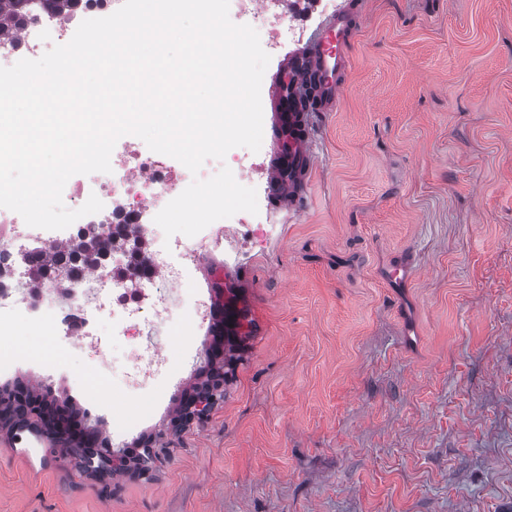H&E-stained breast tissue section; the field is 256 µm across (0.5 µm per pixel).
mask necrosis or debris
<instances>
[{"label":"necrosis or debris","instance_id":"1","mask_svg":"<svg viewBox=\"0 0 512 512\" xmlns=\"http://www.w3.org/2000/svg\"><path fill=\"white\" fill-rule=\"evenodd\" d=\"M123 0H81L63 18L41 14L37 22L0 34V66L41 57L52 46L67 43L78 25L115 12ZM334 0H230L234 23H248L259 34L271 60L301 36L306 16L331 9ZM111 172L68 180L63 202L80 208L97 196L104 204L63 230L32 228L22 217L0 207V336L11 335L17 322L35 323L53 336L80 344L95 368L105 364L99 345L104 321L115 335L127 337L122 358L127 365L125 387L142 388L154 373L167 369L163 350L148 342L156 327L190 321L197 328L209 319V305L188 278L196 258L188 238L165 237L156 214L192 181L187 168H176L169 156L151 151L127 135L111 154ZM99 244L88 254V241ZM64 245L63 282L43 275L31 283L29 262L34 243Z\"/></svg>","mask_w":512,"mask_h":512}]
</instances>
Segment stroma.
Instances as JSON below:
<instances>
[{
	"label": "stroma",
	"instance_id": "stroma-1",
	"mask_svg": "<svg viewBox=\"0 0 512 512\" xmlns=\"http://www.w3.org/2000/svg\"><path fill=\"white\" fill-rule=\"evenodd\" d=\"M336 3L351 66L310 115L303 210L268 201L266 241L197 250L233 340L159 330L171 370L127 396L108 373L81 383L56 337H0L55 352L0 371V400L35 379L66 410L98 392L103 448L114 410L134 420L105 475L67 434L46 432L63 456L37 476L0 445V512H512V0Z\"/></svg>",
	"mask_w": 512,
	"mask_h": 512
}]
</instances>
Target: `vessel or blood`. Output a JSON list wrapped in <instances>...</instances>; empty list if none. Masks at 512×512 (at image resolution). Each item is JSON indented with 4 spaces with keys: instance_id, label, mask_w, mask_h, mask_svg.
<instances>
[{
    "instance_id": "obj_1",
    "label": "vessel or blood",
    "mask_w": 512,
    "mask_h": 512,
    "mask_svg": "<svg viewBox=\"0 0 512 512\" xmlns=\"http://www.w3.org/2000/svg\"><path fill=\"white\" fill-rule=\"evenodd\" d=\"M349 32L346 14L331 17L321 26L302 57L289 61L286 75L272 88L276 130L287 133L289 148L277 155L269 174L276 196L289 206L298 205L305 176L315 161L310 142L300 131L304 117L294 112L292 100L298 91L302 72L307 71L316 83L314 106L323 112L333 110L342 91V78L350 65L347 51ZM7 445L10 453L34 473L51 469L59 458L56 450L48 447L34 423L23 424L12 432Z\"/></svg>"
}]
</instances>
